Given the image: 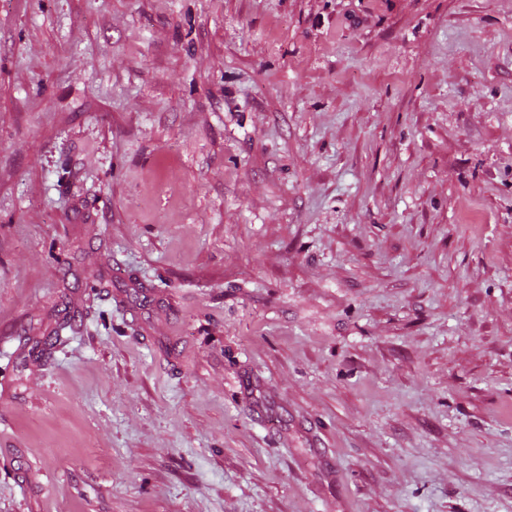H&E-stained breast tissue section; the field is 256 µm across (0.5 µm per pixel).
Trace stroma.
Listing matches in <instances>:
<instances>
[{
    "instance_id": "stroma-1",
    "label": "stroma",
    "mask_w": 512,
    "mask_h": 512,
    "mask_svg": "<svg viewBox=\"0 0 512 512\" xmlns=\"http://www.w3.org/2000/svg\"><path fill=\"white\" fill-rule=\"evenodd\" d=\"M0 512H512V0H0Z\"/></svg>"
}]
</instances>
